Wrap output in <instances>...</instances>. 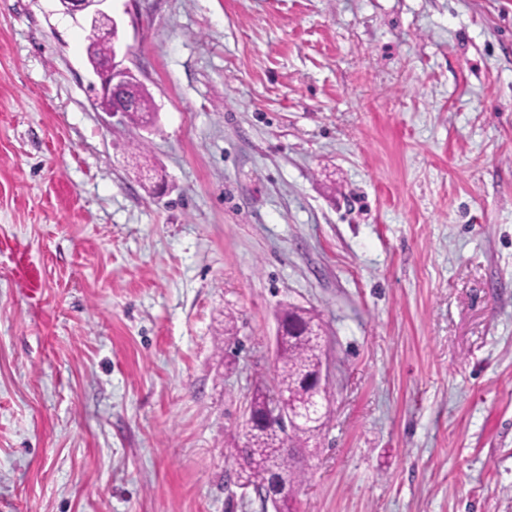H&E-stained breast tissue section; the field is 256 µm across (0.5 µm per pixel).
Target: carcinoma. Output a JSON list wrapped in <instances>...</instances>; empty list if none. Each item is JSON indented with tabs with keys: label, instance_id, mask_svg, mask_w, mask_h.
<instances>
[{
	"label": "carcinoma",
	"instance_id": "carcinoma-1",
	"mask_svg": "<svg viewBox=\"0 0 512 512\" xmlns=\"http://www.w3.org/2000/svg\"><path fill=\"white\" fill-rule=\"evenodd\" d=\"M87 57L89 61L103 60L110 53V45L88 36ZM123 94L131 104L127 112L128 119L142 126L155 122V109L151 97L137 81L128 84ZM288 325V335L278 342L275 388L285 397L288 407L295 409L303 400L312 399L304 383L307 376L317 373L324 358L322 343L323 325L314 312L293 305L284 307L280 312ZM270 395L258 389L251 396L247 410L254 415L264 412ZM328 406H318L317 414L311 418H301L299 423L283 438L275 432H263L254 435L241 448L235 449V459L240 466L244 485L252 486L261 492L267 477L274 473L288 487L293 489L304 481V472L297 464L293 448H306L315 439L329 421Z\"/></svg>",
	"mask_w": 512,
	"mask_h": 512
}]
</instances>
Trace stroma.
Masks as SVG:
<instances>
[{"instance_id":"obj_1","label":"stroma","mask_w":512,"mask_h":512,"mask_svg":"<svg viewBox=\"0 0 512 512\" xmlns=\"http://www.w3.org/2000/svg\"><path fill=\"white\" fill-rule=\"evenodd\" d=\"M106 10L152 128L83 17L0 0V512H264L288 304L331 411L296 512H512V0ZM113 27L117 28V24L111 16L100 9L94 10L90 24V31L92 33L103 34L108 39L110 45L106 41L95 40V38L90 34L88 36L89 44L87 46V57L90 64L94 60H103L108 57L100 64L94 66L92 70L96 75L99 84L97 96L110 101L109 109L104 111L110 116L119 113L126 114L119 107L112 106V101L116 94L123 89L124 85L132 77H135L133 72L123 65V59L118 61L116 60L117 49L116 38L113 36ZM131 104L130 110L127 112L128 119L142 126L152 125L155 122L154 105L151 97L136 80L128 84L122 92Z\"/></svg>"}]
</instances>
